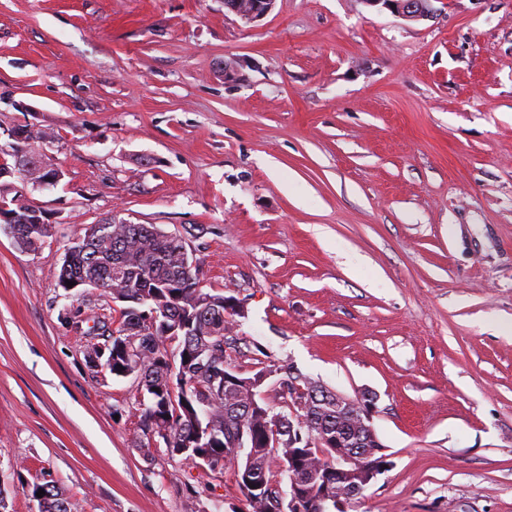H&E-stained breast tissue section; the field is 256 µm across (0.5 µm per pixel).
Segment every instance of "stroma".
<instances>
[{
  "mask_svg": "<svg viewBox=\"0 0 512 512\" xmlns=\"http://www.w3.org/2000/svg\"><path fill=\"white\" fill-rule=\"evenodd\" d=\"M436 8L0 0V145L49 131L65 171L31 194L55 237L0 230L8 512L47 480L70 512H245L233 469L139 448L133 378L86 358L115 305L57 274L111 216L181 235L201 288L242 303L241 371L376 395L389 465L348 512H512V0ZM276 0H224V7L244 23L261 20L275 7ZM363 2L377 10H388L406 21L419 22L433 17L434 2L438 0H363Z\"/></svg>",
  "mask_w": 512,
  "mask_h": 512,
  "instance_id": "35a3bbf8",
  "label": "stroma"
}]
</instances>
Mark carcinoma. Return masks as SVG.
<instances>
[{
    "label": "carcinoma",
    "mask_w": 512,
    "mask_h": 512,
    "mask_svg": "<svg viewBox=\"0 0 512 512\" xmlns=\"http://www.w3.org/2000/svg\"><path fill=\"white\" fill-rule=\"evenodd\" d=\"M11 196L13 210L24 219L14 225L13 241L23 252H36L55 235V225L34 215L35 205L17 189H0ZM185 241L154 224H106L100 233L80 236L72 245L70 261L61 265L57 286L86 278L101 283L103 294L123 304L118 325L112 329V364L115 377L131 373L143 402L139 441L163 432L172 447L187 446L179 455L196 459L208 454L217 461L235 457L228 447L231 438L242 435L250 446L244 467L263 482L260 496L247 503V512H279L280 492L271 487L273 453L268 445L281 440L278 457L288 462V453H308L304 443L288 447V424L275 427L274 417L288 418L290 387L306 390L304 412L308 422L336 435V397L323 385L305 382L301 374L284 364H270L250 375L279 373L276 392L281 402L252 406L249 390L228 391L224 379L233 374L227 335L235 317L244 315L240 302L200 287L196 270H187ZM44 490L39 512H69L58 489L34 484L31 494Z\"/></svg>",
    "instance_id": "obj_1"
}]
</instances>
